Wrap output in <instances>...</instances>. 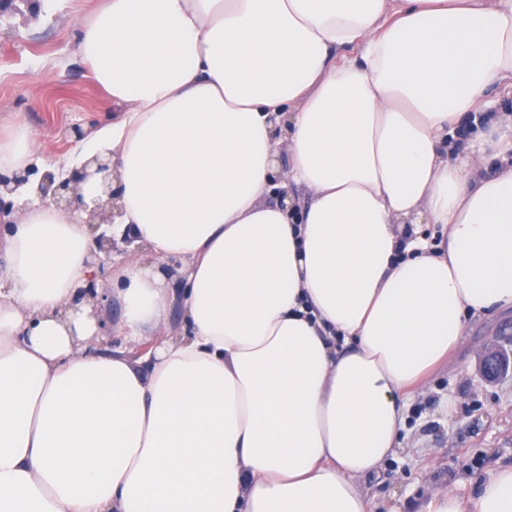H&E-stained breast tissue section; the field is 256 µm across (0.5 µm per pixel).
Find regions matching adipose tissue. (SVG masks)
<instances>
[{"mask_svg": "<svg viewBox=\"0 0 512 512\" xmlns=\"http://www.w3.org/2000/svg\"><path fill=\"white\" fill-rule=\"evenodd\" d=\"M357 57L333 61L337 48ZM82 56L120 110L109 280L128 341L184 267L189 333L102 353L78 213L0 238V512H374L360 485L476 316L512 310V0H103ZM37 132L0 136L26 170ZM287 148L302 199L266 203ZM415 512H512V463ZM483 101L488 112H497L500 109H508L511 112L512 86L505 83L493 85L485 93Z\"/></svg>", "mask_w": 512, "mask_h": 512, "instance_id": "ef3b65f1", "label": "adipose tissue"}]
</instances>
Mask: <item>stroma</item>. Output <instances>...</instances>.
Masks as SVG:
<instances>
[{
	"label": "stroma",
	"mask_w": 512,
	"mask_h": 512,
	"mask_svg": "<svg viewBox=\"0 0 512 512\" xmlns=\"http://www.w3.org/2000/svg\"><path fill=\"white\" fill-rule=\"evenodd\" d=\"M96 4L38 0L35 12L22 6L0 13V129L23 122L39 133L31 185L50 169L65 175L79 167L85 138L118 110L79 49L81 22ZM76 127L82 139L74 138ZM95 317L108 326L97 334L100 348L135 357L117 300L99 303ZM498 336L512 337L511 314L472 322L453 361L432 377L429 394L411 401L395 460L363 480L377 512H412L432 491L474 489L496 463L512 462V378L489 383L478 372L481 345Z\"/></svg>",
	"instance_id": "35a3bbf8"
}]
</instances>
